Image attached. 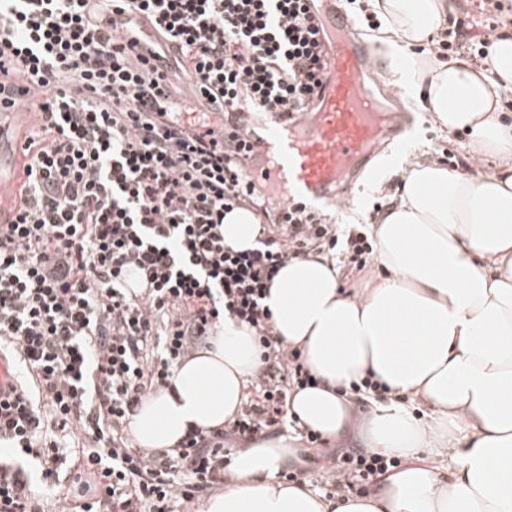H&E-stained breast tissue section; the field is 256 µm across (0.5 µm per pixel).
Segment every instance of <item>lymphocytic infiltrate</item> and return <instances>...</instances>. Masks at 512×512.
I'll return each instance as SVG.
<instances>
[{
  "mask_svg": "<svg viewBox=\"0 0 512 512\" xmlns=\"http://www.w3.org/2000/svg\"><path fill=\"white\" fill-rule=\"evenodd\" d=\"M327 68L306 0H0V96L26 83L37 121L19 218L0 224V512H40L21 458L49 489L69 466L73 512H172L228 482L235 444L279 428L291 389L314 385L266 293L286 259L342 241L361 268L374 248L249 180L243 158L250 125L306 111ZM238 208L260 224L245 251L224 245ZM228 316L264 353L240 413L173 449L130 446L145 396ZM49 421L79 448L44 437ZM397 465L365 451L329 470L366 486Z\"/></svg>",
  "mask_w": 512,
  "mask_h": 512,
  "instance_id": "1",
  "label": "lymphocytic infiltrate"
}]
</instances>
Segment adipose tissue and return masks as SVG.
Instances as JSON below:
<instances>
[{
    "label": "adipose tissue",
    "mask_w": 512,
    "mask_h": 512,
    "mask_svg": "<svg viewBox=\"0 0 512 512\" xmlns=\"http://www.w3.org/2000/svg\"><path fill=\"white\" fill-rule=\"evenodd\" d=\"M381 43L400 46L401 77L441 131L465 133L478 173L423 161L401 169L392 202L371 226L379 280L349 293L321 255L286 260L265 303L275 333L299 349L315 387L293 391L288 418L339 441L352 416L342 391L366 378L389 402L365 426L369 447L401 459L380 492L323 498L279 473L292 436L252 443L233 459L236 479L202 512H512V26L496 31L482 63L416 47L448 19V0H369ZM499 158L483 167L486 154ZM262 358L246 326L225 319L210 347L177 366L171 390L144 398L137 447H176L190 431L231 421ZM428 407L418 418L402 396ZM447 448L442 477L428 458Z\"/></svg>",
    "instance_id": "ef3b65f1"
}]
</instances>
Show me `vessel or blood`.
<instances>
[{
    "label": "vessel or blood",
    "mask_w": 512,
    "mask_h": 512,
    "mask_svg": "<svg viewBox=\"0 0 512 512\" xmlns=\"http://www.w3.org/2000/svg\"><path fill=\"white\" fill-rule=\"evenodd\" d=\"M314 13L328 35L330 58L317 104L251 135L254 149L245 169L251 180L319 204L334 202L336 192L351 184L377 140L404 141L411 115L387 111L376 96L387 86L378 50L350 38L352 21L342 0H321Z\"/></svg>",
    "instance_id": "obj_1"
}]
</instances>
